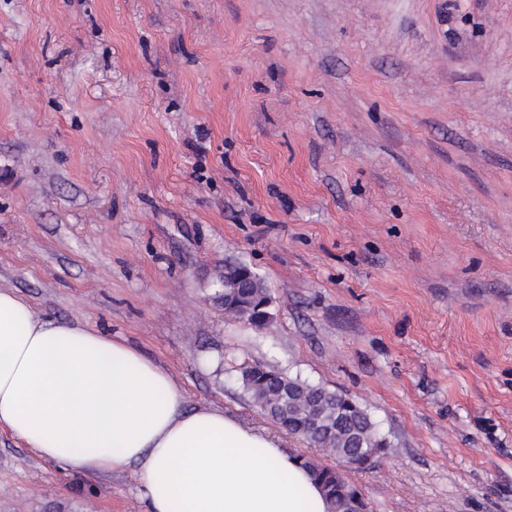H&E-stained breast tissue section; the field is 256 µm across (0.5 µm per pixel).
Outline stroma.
Segmentation results:
<instances>
[{
    "instance_id": "obj_1",
    "label": "stroma",
    "mask_w": 512,
    "mask_h": 512,
    "mask_svg": "<svg viewBox=\"0 0 512 512\" xmlns=\"http://www.w3.org/2000/svg\"><path fill=\"white\" fill-rule=\"evenodd\" d=\"M271 320L226 314V260ZM0 288L334 467L370 512H512V0H0ZM343 394L369 465L242 373ZM143 512L0 430V512ZM243 265L251 270V268L243 262H230L224 265V275L220 277V280L228 282L234 279L240 269V265ZM244 288H229L235 289L239 294L247 297H266L269 296L268 289L264 286L263 281L251 270V276L248 281L243 284ZM348 402V407L353 409L340 416L341 423L336 428L328 448L341 458L351 451L359 455H367L371 453V448H376V453L384 450L379 448V441L385 438L379 434L369 414L356 402V408L353 402L350 400Z\"/></svg>"
}]
</instances>
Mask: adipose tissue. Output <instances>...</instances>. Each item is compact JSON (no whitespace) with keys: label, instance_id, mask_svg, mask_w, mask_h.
I'll use <instances>...</instances> for the list:
<instances>
[{"label":"adipose tissue","instance_id":"obj_1","mask_svg":"<svg viewBox=\"0 0 512 512\" xmlns=\"http://www.w3.org/2000/svg\"><path fill=\"white\" fill-rule=\"evenodd\" d=\"M0 427L41 457L133 467L145 512H329L302 455L219 408L187 411L173 377L98 331L43 320L0 289Z\"/></svg>","mask_w":512,"mask_h":512}]
</instances>
